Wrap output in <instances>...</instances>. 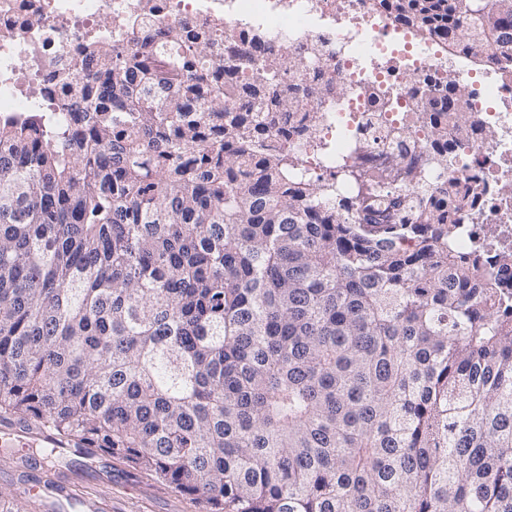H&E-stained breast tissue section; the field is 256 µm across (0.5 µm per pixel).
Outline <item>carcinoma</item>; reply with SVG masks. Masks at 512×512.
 Instances as JSON below:
<instances>
[{"instance_id":"obj_1","label":"carcinoma","mask_w":512,"mask_h":512,"mask_svg":"<svg viewBox=\"0 0 512 512\" xmlns=\"http://www.w3.org/2000/svg\"><path fill=\"white\" fill-rule=\"evenodd\" d=\"M372 7L512 56V0ZM219 40L94 46L69 100L0 118V412L203 512H512V298L455 251L447 189L302 174L299 98L342 89L289 50L243 84L237 49L195 69ZM468 96L418 102L445 177Z\"/></svg>"}]
</instances>
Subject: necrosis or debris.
Returning a JSON list of instances; mask_svg holds the SVG:
<instances>
[{
  "instance_id": "1",
  "label": "necrosis or debris",
  "mask_w": 512,
  "mask_h": 512,
  "mask_svg": "<svg viewBox=\"0 0 512 512\" xmlns=\"http://www.w3.org/2000/svg\"><path fill=\"white\" fill-rule=\"evenodd\" d=\"M136 24L188 35L220 28L223 46L243 52L242 74L283 49L304 51L305 85L329 81L344 90L307 99L304 112L318 120L314 137L292 140L303 173L323 179L354 166L411 192L402 169L422 168L430 146L428 131L413 120L417 89L466 85L482 125L465 141H449L457 164L448 190L459 197L471 185L483 191L457 211L455 247L496 260L512 255V69L476 72L482 48L445 57L433 42H414L411 27L369 0H0V113L66 100L59 73L91 44L125 41ZM256 31L266 41L253 53ZM393 156L400 168L390 165Z\"/></svg>"
}]
</instances>
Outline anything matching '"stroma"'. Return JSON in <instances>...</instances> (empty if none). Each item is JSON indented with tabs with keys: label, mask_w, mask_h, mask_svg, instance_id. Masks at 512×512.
I'll use <instances>...</instances> for the list:
<instances>
[{
	"label": "stroma",
	"mask_w": 512,
	"mask_h": 512,
	"mask_svg": "<svg viewBox=\"0 0 512 512\" xmlns=\"http://www.w3.org/2000/svg\"><path fill=\"white\" fill-rule=\"evenodd\" d=\"M35 481L44 486L37 498L25 492ZM87 497L98 500L99 512H202L191 496L161 485L101 451L90 461L65 454L47 473L35 467L26 449L0 456V501L17 503L21 512H79V501Z\"/></svg>",
	"instance_id": "obj_1"
}]
</instances>
